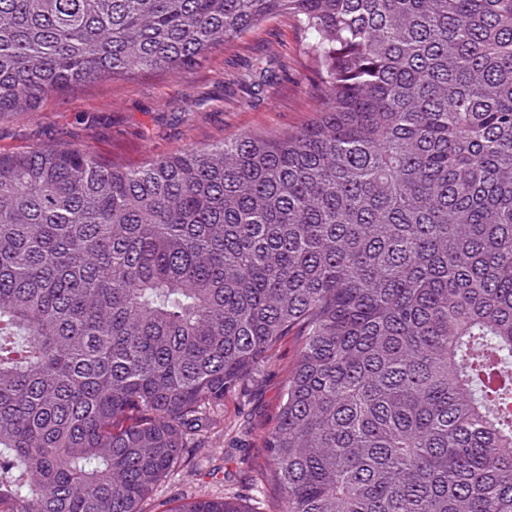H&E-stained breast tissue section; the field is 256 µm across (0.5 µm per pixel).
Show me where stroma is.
I'll return each instance as SVG.
<instances>
[{
  "label": "stroma",
  "instance_id": "35a3bbf8",
  "mask_svg": "<svg viewBox=\"0 0 512 512\" xmlns=\"http://www.w3.org/2000/svg\"><path fill=\"white\" fill-rule=\"evenodd\" d=\"M298 20L278 14L233 44L177 73L100 79L49 96L39 111L0 116V152L88 147L136 168L153 157L219 144L244 132H285L314 117L319 86ZM270 71L255 96L239 74ZM300 339L287 336L242 388L225 395L199 447L162 482L143 512H170L198 497L259 499L273 512L278 491L263 451L279 417Z\"/></svg>",
  "mask_w": 512,
  "mask_h": 512
}]
</instances>
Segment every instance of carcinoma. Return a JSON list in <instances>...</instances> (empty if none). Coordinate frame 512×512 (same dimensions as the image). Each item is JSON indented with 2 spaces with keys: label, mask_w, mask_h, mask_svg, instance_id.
Here are the masks:
<instances>
[{
  "label": "carcinoma",
  "mask_w": 512,
  "mask_h": 512,
  "mask_svg": "<svg viewBox=\"0 0 512 512\" xmlns=\"http://www.w3.org/2000/svg\"><path fill=\"white\" fill-rule=\"evenodd\" d=\"M282 13L295 131L0 152V512H141L292 333L280 512H512V0H0V115Z\"/></svg>",
  "instance_id": "1"
}]
</instances>
